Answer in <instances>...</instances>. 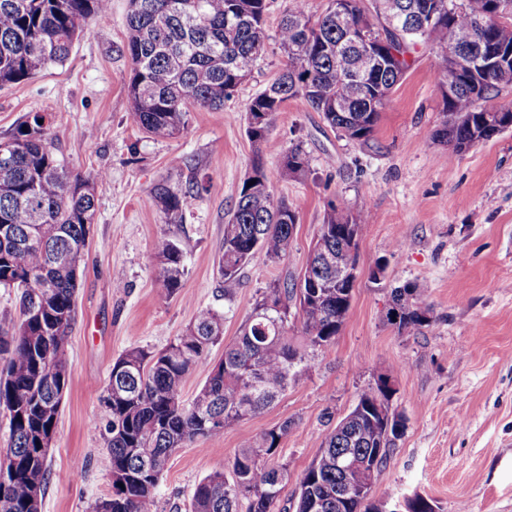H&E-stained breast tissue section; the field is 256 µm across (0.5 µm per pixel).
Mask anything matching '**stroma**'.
Listing matches in <instances>:
<instances>
[{"label":"stroma","mask_w":512,"mask_h":512,"mask_svg":"<svg viewBox=\"0 0 512 512\" xmlns=\"http://www.w3.org/2000/svg\"><path fill=\"white\" fill-rule=\"evenodd\" d=\"M268 3L263 60L223 109L191 110L186 129L170 139L145 134L128 117V0H110L64 63L0 87V142L41 115L67 168L99 178L41 512H92L112 491L101 465L103 398L117 357L164 348L203 309L223 316L225 338L236 336L273 280L303 274L328 206L362 200L376 219L358 239L360 276L335 343L272 407L173 454L156 488L157 512H190L199 481L286 420L292 428L272 462L291 473L281 492L289 504L330 421L388 372L395 375L390 405L405 416L406 430L375 475L373 502L392 512L418 493L436 512H512V131L445 158L433 139L443 120L442 64L423 49L369 144L339 138L298 97L273 116L276 152L258 153L246 134V107L288 62L278 25L290 0ZM296 146L309 154L311 171L282 180L279 156ZM257 159L275 200L288 202L298 223L286 256L248 264L228 291L216 260ZM158 184L182 196L180 220L170 221L156 200ZM164 236L186 255L183 286L171 297L161 290L154 255ZM400 240L405 248H397ZM379 259L385 269L375 282ZM407 282L417 284L433 319L400 332L383 315L392 288Z\"/></svg>","instance_id":"1"}]
</instances>
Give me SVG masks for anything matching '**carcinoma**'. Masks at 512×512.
<instances>
[{
  "mask_svg": "<svg viewBox=\"0 0 512 512\" xmlns=\"http://www.w3.org/2000/svg\"><path fill=\"white\" fill-rule=\"evenodd\" d=\"M108 0H0V86L19 83L64 62L91 17ZM435 10L428 32L400 22L413 9ZM512 14V0H348L354 24L376 42L387 44L385 67L368 82L358 81L361 53L332 7L310 15L306 0H293L279 24V45L288 67L247 105L246 114L273 115L301 97L340 137L359 144L371 139L380 112L394 87L414 63L419 47L443 62L440 88L444 119L434 140L448 157L500 134L497 109L479 101L512 86V17L495 22V9ZM267 0H129L127 51L132 62L128 84L131 121L156 137H174L187 126L192 108L219 110L242 84L233 61L265 56ZM506 63L484 65L491 50ZM346 105L334 110L336 102ZM40 117L19 129L12 148L0 152V287L20 291V315L0 326V413L8 419L10 445L0 469V512H40L49 446L69 385L68 334L76 316L78 279L84 248L95 221V186L74 174L50 150ZM270 120L248 128L250 140L266 148ZM307 153L295 148L280 162L281 178L310 172ZM155 198L178 215L182 200L158 184ZM374 220L367 202L329 206L315 246L341 251L351 245L345 231L359 235ZM296 212L276 202L260 163L244 179L218 259L225 290L239 282L241 270L262 257L281 260L288 252ZM39 245H26L32 227ZM158 277L171 297L182 287L185 254L174 240H157ZM353 288L336 281L299 286L274 281L253 304L238 335L224 339L223 316L199 311L187 329L164 349L141 347L112 364L104 396L109 419L102 465L112 475V493L93 512H156L154 490L168 461L180 448L211 439L230 425L272 405L310 370L316 354L334 344L351 306ZM398 332L431 322V307L415 285L404 286ZM300 324L299 343L288 335V318ZM223 357L209 370L194 399L183 400L186 376L203 363L213 346ZM382 393L362 392L350 413L326 433L321 454L303 471L296 502L280 506L290 473L269 463L288 435V420L248 441L224 469L194 488L191 512H377L358 491L373 485L390 449L403 435L405 418L380 417Z\"/></svg>",
  "mask_w": 512,
  "mask_h": 512,
  "instance_id": "1",
  "label": "carcinoma"
}]
</instances>
